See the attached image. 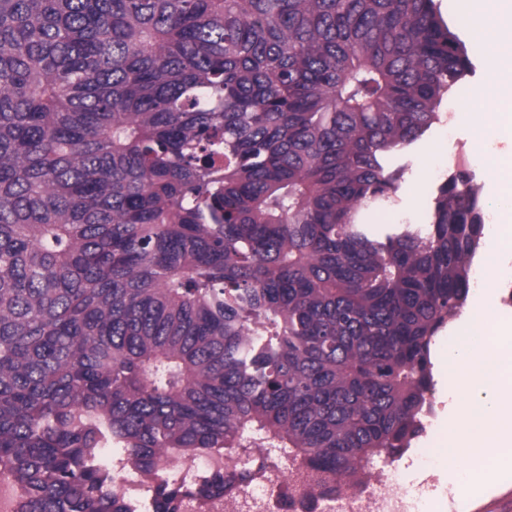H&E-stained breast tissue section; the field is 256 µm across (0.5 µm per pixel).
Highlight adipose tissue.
Returning <instances> with one entry per match:
<instances>
[{"mask_svg": "<svg viewBox=\"0 0 512 512\" xmlns=\"http://www.w3.org/2000/svg\"><path fill=\"white\" fill-rule=\"evenodd\" d=\"M466 21L474 34L489 37L490 76L485 90L464 91L461 119L479 139H512V0H464Z\"/></svg>", "mask_w": 512, "mask_h": 512, "instance_id": "ef3b65f1", "label": "adipose tissue"}]
</instances>
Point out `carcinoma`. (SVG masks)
Wrapping results in <instances>:
<instances>
[{
    "label": "carcinoma",
    "mask_w": 512,
    "mask_h": 512,
    "mask_svg": "<svg viewBox=\"0 0 512 512\" xmlns=\"http://www.w3.org/2000/svg\"><path fill=\"white\" fill-rule=\"evenodd\" d=\"M433 0H0V480L128 512L102 448L364 485L432 410L484 237L457 167L382 236L469 72ZM162 481L156 512L224 494Z\"/></svg>",
    "instance_id": "cac0c4a2"
}]
</instances>
